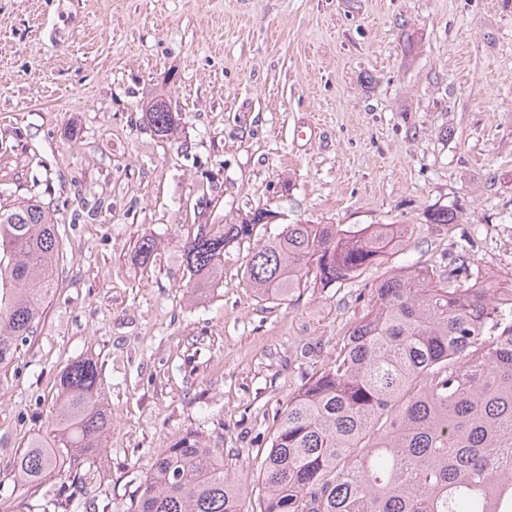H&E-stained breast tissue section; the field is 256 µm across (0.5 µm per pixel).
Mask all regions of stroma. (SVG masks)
<instances>
[{"mask_svg":"<svg viewBox=\"0 0 512 512\" xmlns=\"http://www.w3.org/2000/svg\"><path fill=\"white\" fill-rule=\"evenodd\" d=\"M157 98L172 137L146 119ZM31 200L62 224V257L0 373V512L55 495L22 486L17 459L85 357L112 419L91 499L126 512L189 433L256 484L236 450L265 447L274 409L335 359L365 283L462 251L461 287L512 281V0H0V204ZM441 206L455 223L427 222ZM258 208L262 237L399 224L408 242L341 288L266 301L232 247L187 299V237Z\"/></svg>","mask_w":512,"mask_h":512,"instance_id":"35a3bbf8","label":"stroma"}]
</instances>
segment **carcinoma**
I'll use <instances>...</instances> for the list:
<instances>
[{"label": "carcinoma", "instance_id": "carcinoma-1", "mask_svg": "<svg viewBox=\"0 0 512 512\" xmlns=\"http://www.w3.org/2000/svg\"><path fill=\"white\" fill-rule=\"evenodd\" d=\"M146 117L161 137L178 126L164 101ZM265 219L258 209L219 235L199 225L183 243L191 275H220L226 249L248 243L247 287L284 300L357 279L405 243L392 224H290L251 244ZM59 253L50 207H0V372L41 320ZM467 267L463 251L376 283L332 363L274 410L270 445L252 457L258 496L188 434L157 455L127 512H512V283L458 288ZM99 386L94 359L66 367L48 436L21 455L23 484L58 479L43 512L87 495L83 466L111 426Z\"/></svg>", "mask_w": 512, "mask_h": 512}]
</instances>
